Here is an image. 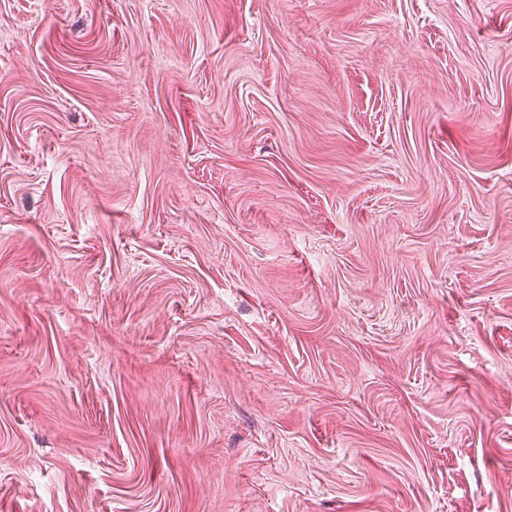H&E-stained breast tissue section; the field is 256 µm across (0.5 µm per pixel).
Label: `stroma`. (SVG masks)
I'll return each mask as SVG.
<instances>
[{
  "instance_id": "35a3bbf8",
  "label": "stroma",
  "mask_w": 512,
  "mask_h": 512,
  "mask_svg": "<svg viewBox=\"0 0 512 512\" xmlns=\"http://www.w3.org/2000/svg\"><path fill=\"white\" fill-rule=\"evenodd\" d=\"M0 512H512V0H0Z\"/></svg>"
}]
</instances>
